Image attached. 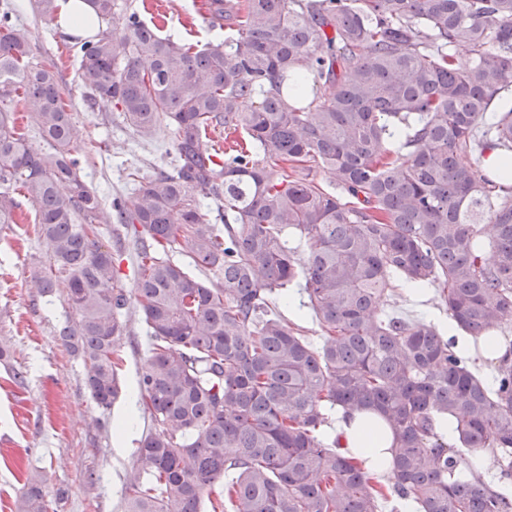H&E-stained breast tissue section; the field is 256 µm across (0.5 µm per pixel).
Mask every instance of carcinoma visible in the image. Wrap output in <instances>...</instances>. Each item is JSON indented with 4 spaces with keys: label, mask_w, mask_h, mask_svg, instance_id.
Returning <instances> with one entry per match:
<instances>
[{
    "label": "carcinoma",
    "mask_w": 512,
    "mask_h": 512,
    "mask_svg": "<svg viewBox=\"0 0 512 512\" xmlns=\"http://www.w3.org/2000/svg\"><path fill=\"white\" fill-rule=\"evenodd\" d=\"M87 2L105 25L71 45L87 101L114 103L143 139L163 126L175 137L172 167L113 201L137 236L135 295L97 239L102 199L74 155L60 73L7 2L0 225L16 223L13 193L24 191L51 250L33 286L50 294L65 276L75 319L59 338L83 358L102 409L123 391V317L133 301L141 313L150 356L138 396L151 427L123 512H201L221 480L212 512H382L387 499L391 512H512V493L466 457L488 449L512 478V185L479 166L490 146L512 160V0H209L212 26L229 35L198 50L122 0ZM18 97L49 152L28 150L6 107ZM217 126L242 134L222 154L201 142ZM316 168L341 194L310 178ZM207 202L224 224L206 219ZM395 281L435 289L455 335L377 316ZM294 286L320 325L317 345L277 310ZM458 335L504 348L492 382ZM367 408L394 434L386 492L328 431L331 413ZM49 509L29 479L20 512Z\"/></svg>",
    "instance_id": "1"
}]
</instances>
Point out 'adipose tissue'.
I'll use <instances>...</instances> for the list:
<instances>
[{
    "instance_id": "adipose-tissue-1",
    "label": "adipose tissue",
    "mask_w": 512,
    "mask_h": 512,
    "mask_svg": "<svg viewBox=\"0 0 512 512\" xmlns=\"http://www.w3.org/2000/svg\"><path fill=\"white\" fill-rule=\"evenodd\" d=\"M55 22L63 33L92 35L98 20L87 0H55ZM336 435L349 457L361 462L369 473L384 479L392 478L393 436L382 416L373 409L338 414Z\"/></svg>"
}]
</instances>
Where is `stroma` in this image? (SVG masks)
Instances as JSON below:
<instances>
[{"instance_id":"stroma-1","label":"stroma","mask_w":512,"mask_h":512,"mask_svg":"<svg viewBox=\"0 0 512 512\" xmlns=\"http://www.w3.org/2000/svg\"><path fill=\"white\" fill-rule=\"evenodd\" d=\"M19 24L28 30L36 55L53 60L62 76L64 100L82 132L75 150L83 174L104 206L130 193L134 169L151 172L175 156L173 135L160 129L144 140L128 127L112 103L89 104L78 81V63L67 50L68 35L54 18L37 17L31 0H11ZM160 34L205 46L224 39L211 28L207 0H164ZM17 221L0 226V342L10 345L9 363L0 364V512H18L30 473H38L48 501L58 512H122L128 474L140 468L136 449L150 420L134 404L139 372L149 357L141 314L130 307L119 348V375L127 387L109 410L93 401L84 384L81 358L68 351L57 331L73 312L65 286L38 295L29 278L33 265H48L50 252L34 232L35 209L17 196ZM383 312L408 318L427 317L437 324L448 313L434 292L417 301L397 288ZM25 373L15 382L13 369Z\"/></svg>"}]
</instances>
